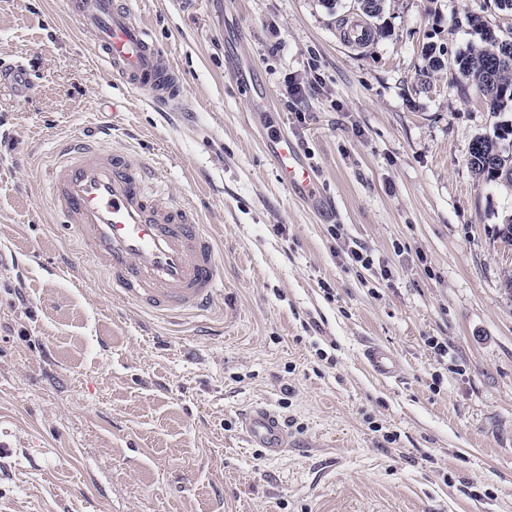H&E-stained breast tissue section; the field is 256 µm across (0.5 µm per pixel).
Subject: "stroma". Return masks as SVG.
I'll list each match as a JSON object with an SVG mask.
<instances>
[{
	"label": "stroma",
	"instance_id": "stroma-1",
	"mask_svg": "<svg viewBox=\"0 0 512 512\" xmlns=\"http://www.w3.org/2000/svg\"><path fill=\"white\" fill-rule=\"evenodd\" d=\"M191 112L112 84L64 0H0V512H512V189L472 172L493 113L442 70L512 14L486 0H385L384 35L345 40L354 0H130ZM253 61L263 122L226 68ZM300 94L289 95L290 85ZM198 208L224 302L164 321L113 298L48 206L60 141L98 119ZM317 171L308 210L261 149L267 124ZM358 246L380 261L352 263ZM448 345L437 356L430 338ZM392 349V380L363 364ZM267 405L292 448L242 438Z\"/></svg>",
	"mask_w": 512,
	"mask_h": 512
}]
</instances>
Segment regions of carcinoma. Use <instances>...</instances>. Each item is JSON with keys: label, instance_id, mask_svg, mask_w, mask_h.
<instances>
[{"label": "carcinoma", "instance_id": "1", "mask_svg": "<svg viewBox=\"0 0 512 512\" xmlns=\"http://www.w3.org/2000/svg\"><path fill=\"white\" fill-rule=\"evenodd\" d=\"M467 21L478 41L469 43L454 56V68L479 93L493 95L492 108L502 110L512 103V37L496 33L474 14ZM506 141L512 142V126L507 122L496 124L492 133L475 138L469 151V165L476 176L488 182H504L486 163L488 154L503 149ZM504 183L512 187V178Z\"/></svg>", "mask_w": 512, "mask_h": 512}]
</instances>
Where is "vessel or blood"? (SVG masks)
<instances>
[{
  "label": "vessel or blood",
  "instance_id": "obj_1",
  "mask_svg": "<svg viewBox=\"0 0 512 512\" xmlns=\"http://www.w3.org/2000/svg\"><path fill=\"white\" fill-rule=\"evenodd\" d=\"M67 7L80 31L90 35L94 57L110 81L147 92L157 107L190 109L173 64L128 0H67ZM243 91L249 111L271 112L262 85ZM113 129L103 121L58 145L48 172L51 211L72 227L79 249L105 273L116 298L170 319L212 312L224 283L214 232L195 206L176 203L150 186L146 159L114 145ZM262 149L298 200L322 209L317 173L287 136L269 135ZM363 355L378 377L396 374L398 362L390 351L370 344ZM242 431L250 446L272 456L289 445L283 421L261 406L243 416Z\"/></svg>",
  "mask_w": 512,
  "mask_h": 512
}]
</instances>
